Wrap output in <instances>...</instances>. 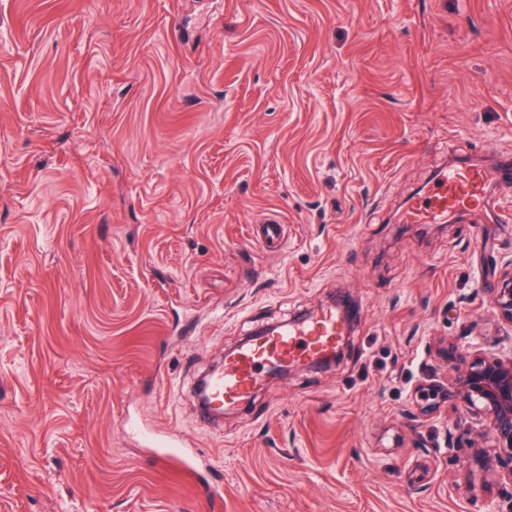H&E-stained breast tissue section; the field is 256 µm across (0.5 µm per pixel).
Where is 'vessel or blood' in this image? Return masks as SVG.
Masks as SVG:
<instances>
[{"instance_id":"vessel-or-blood-1","label":"vessel or blood","mask_w":512,"mask_h":512,"mask_svg":"<svg viewBox=\"0 0 512 512\" xmlns=\"http://www.w3.org/2000/svg\"><path fill=\"white\" fill-rule=\"evenodd\" d=\"M490 173L479 170H452L438 178L429 192L405 214L409 224H434L451 212L475 209L484 199ZM254 239L265 245H278L284 237L280 220L256 225ZM343 322L335 308L329 307L299 322H288L267 333H258L228 353L221 368L204 381L206 399L203 413H216L247 402L263 383L267 371L298 363H310L332 352L342 333ZM143 446L165 453L177 449L182 463L192 469L202 491L214 501L223 499V487L213 482L201 466L199 454L185 447L172 428L134 426Z\"/></svg>"}]
</instances>
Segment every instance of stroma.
I'll return each mask as SVG.
<instances>
[{
	"instance_id": "stroma-1",
	"label": "stroma",
	"mask_w": 512,
	"mask_h": 512,
	"mask_svg": "<svg viewBox=\"0 0 512 512\" xmlns=\"http://www.w3.org/2000/svg\"><path fill=\"white\" fill-rule=\"evenodd\" d=\"M480 158L512 160V0H0V512H214L129 417L222 512H498L485 421L412 400L439 343L512 353V187L403 221ZM342 292L337 364L198 424L225 352ZM255 226L252 234L259 243L275 246L280 244L285 237L284 226L278 219L267 220L263 224ZM501 271L497 288H492L491 299L500 317L512 325V263ZM130 428L142 441L143 446L156 448L158 455H163L170 448H179L178 456L182 463L196 473L197 482L202 491L212 500L224 499V487L213 482L201 466L199 454L192 448H186L180 435L172 428H146L141 427L129 419Z\"/></svg>"
}]
</instances>
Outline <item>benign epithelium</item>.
I'll list each match as a JSON object with an SVG mask.
<instances>
[{
    "label": "benign epithelium",
    "mask_w": 512,
    "mask_h": 512,
    "mask_svg": "<svg viewBox=\"0 0 512 512\" xmlns=\"http://www.w3.org/2000/svg\"><path fill=\"white\" fill-rule=\"evenodd\" d=\"M491 299L500 317L512 324V267L501 271ZM417 394L426 401L448 396L487 418L493 444L471 440L472 462L484 469L490 460H496L501 464L500 479L512 486V357L491 351L474 353L464 360L448 389L421 386Z\"/></svg>",
    "instance_id": "obj_1"
}]
</instances>
